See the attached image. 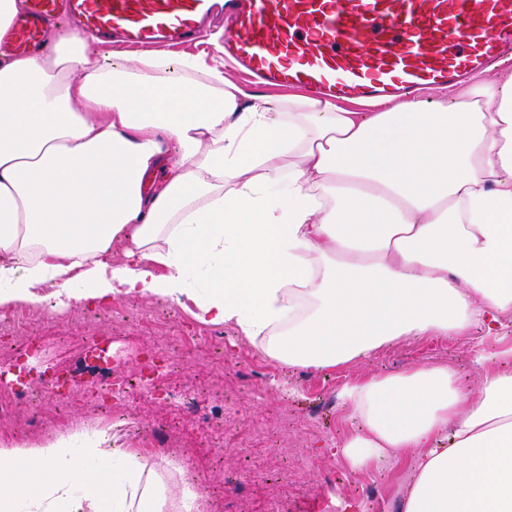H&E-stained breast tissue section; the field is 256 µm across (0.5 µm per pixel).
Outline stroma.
Returning a JSON list of instances; mask_svg holds the SVG:
<instances>
[{"label":"stroma","instance_id":"stroma-1","mask_svg":"<svg viewBox=\"0 0 512 512\" xmlns=\"http://www.w3.org/2000/svg\"><path fill=\"white\" fill-rule=\"evenodd\" d=\"M191 303L122 297L107 304L30 309L29 328L0 330V361L15 364L18 380L28 383L52 370L86 373L85 351L97 336L108 337L117 367L139 369L151 346L169 345L176 363L162 381L163 395L133 396V416L109 425L93 413L90 385L80 386V401L69 419H60L52 400L42 405V436L80 424L105 428L127 443L137 419L168 422L183 391L201 387L234 412V431L216 437V452L202 451L192 423L179 424L173 439L181 468L174 484L191 483L220 512H399L415 474L417 455L402 452L362 472L352 471L339 448L360 423L343 404V386L367 376H387L418 365H445L465 383L478 370L475 351L495 352L512 345V316L498 335L472 331L465 336L403 338L334 369L288 366L263 358L235 330L194 319ZM223 344L216 360L214 344Z\"/></svg>","mask_w":512,"mask_h":512}]
</instances>
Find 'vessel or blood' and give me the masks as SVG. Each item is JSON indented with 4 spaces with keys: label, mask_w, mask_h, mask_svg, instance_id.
Returning <instances> with one entry per match:
<instances>
[{
    "label": "vessel or blood",
    "mask_w": 512,
    "mask_h": 512,
    "mask_svg": "<svg viewBox=\"0 0 512 512\" xmlns=\"http://www.w3.org/2000/svg\"><path fill=\"white\" fill-rule=\"evenodd\" d=\"M215 0H23L11 29L21 55L47 22L171 48L197 38ZM224 56L249 77L337 100H380L465 81L512 57V0H231Z\"/></svg>",
    "instance_id": "1"
}]
</instances>
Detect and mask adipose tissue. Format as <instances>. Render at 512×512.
<instances>
[{
  "label": "adipose tissue",
  "instance_id": "1",
  "mask_svg": "<svg viewBox=\"0 0 512 512\" xmlns=\"http://www.w3.org/2000/svg\"><path fill=\"white\" fill-rule=\"evenodd\" d=\"M88 36L0 51V307L190 300L267 358L342 367L512 314V75L354 112ZM165 173L149 187L154 170ZM421 365L343 387L366 469L420 449L402 512H512V371ZM106 432L0 448V512H201Z\"/></svg>",
  "mask_w": 512,
  "mask_h": 512
}]
</instances>
